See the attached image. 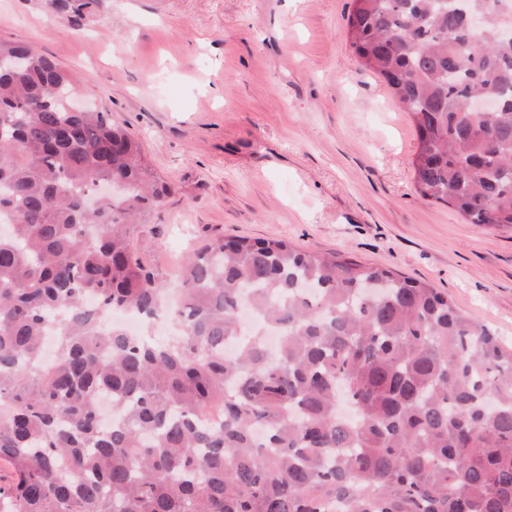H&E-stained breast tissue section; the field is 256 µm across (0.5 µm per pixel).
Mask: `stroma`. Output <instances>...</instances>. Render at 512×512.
<instances>
[{
  "label": "stroma",
  "instance_id": "obj_1",
  "mask_svg": "<svg viewBox=\"0 0 512 512\" xmlns=\"http://www.w3.org/2000/svg\"><path fill=\"white\" fill-rule=\"evenodd\" d=\"M354 0H0V39L78 72L176 191L130 247L169 285L208 238L280 237L384 265L512 344V229L420 198L419 141L347 36Z\"/></svg>",
  "mask_w": 512,
  "mask_h": 512
}]
</instances>
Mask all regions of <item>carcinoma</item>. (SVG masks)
Listing matches in <instances>:
<instances>
[{"mask_svg": "<svg viewBox=\"0 0 512 512\" xmlns=\"http://www.w3.org/2000/svg\"><path fill=\"white\" fill-rule=\"evenodd\" d=\"M354 2L416 193L512 227V0ZM51 5L76 28L91 2ZM79 92L0 40V512H512V348L426 283L276 237L208 239L171 300L129 238L174 189Z\"/></svg>", "mask_w": 512, "mask_h": 512, "instance_id": "carcinoma-1", "label": "carcinoma"}]
</instances>
